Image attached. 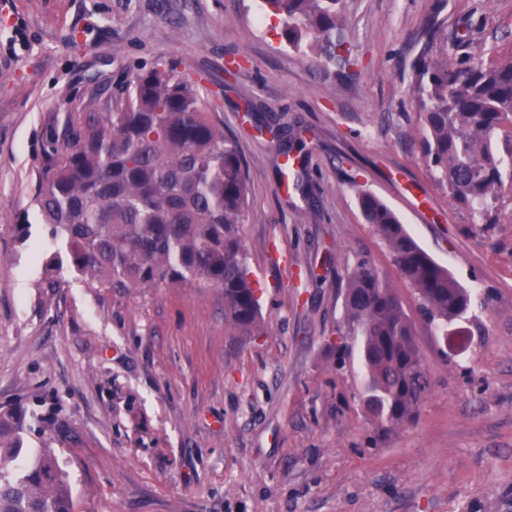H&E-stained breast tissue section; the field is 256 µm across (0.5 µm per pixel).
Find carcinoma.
Returning <instances> with one entry per match:
<instances>
[{"label": "carcinoma", "instance_id": "obj_1", "mask_svg": "<svg viewBox=\"0 0 512 512\" xmlns=\"http://www.w3.org/2000/svg\"><path fill=\"white\" fill-rule=\"evenodd\" d=\"M291 47L318 66L350 64L341 0H261ZM434 14L408 74L420 143L450 203L480 221L512 192V50L478 59L443 37ZM249 185L235 139L208 117L193 83L172 67L135 74L113 107L92 118L45 166L34 198L57 249L44 272L67 270L90 288H195L224 293V319L241 336L263 327L240 232ZM366 220L413 288L438 335L475 301L414 240L378 197L358 192ZM345 350L356 352L360 401L387 433L415 418L431 390L412 321L395 289L367 261L346 277ZM25 413L0 407V512H77L69 475L52 448L25 456Z\"/></svg>", "mask_w": 512, "mask_h": 512}]
</instances>
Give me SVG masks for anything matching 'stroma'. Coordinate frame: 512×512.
<instances>
[{"label":"stroma","mask_w":512,"mask_h":512,"mask_svg":"<svg viewBox=\"0 0 512 512\" xmlns=\"http://www.w3.org/2000/svg\"><path fill=\"white\" fill-rule=\"evenodd\" d=\"M436 13L450 35L483 22L472 57L512 42V0H342V73L287 45L260 0H0V404L36 412L24 445L56 450L78 512H512V193L497 223H475L422 156L408 73ZM167 65L244 158L262 335H237L215 288L116 293L43 272L54 246L34 197L50 153L128 75ZM299 142L302 190L282 153ZM361 189L476 293L449 342ZM360 259L398 293L431 379L417 419L386 434L336 348Z\"/></svg>","instance_id":"1"}]
</instances>
